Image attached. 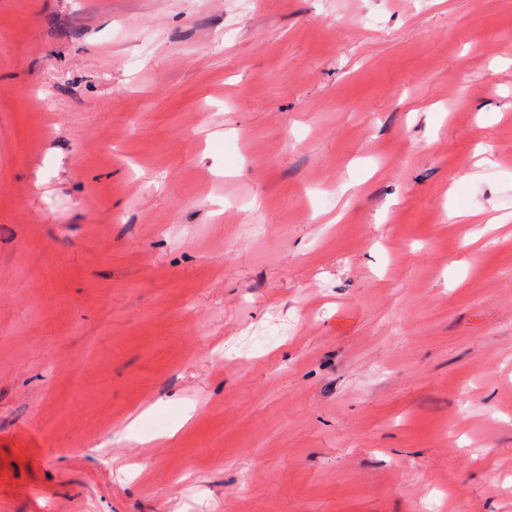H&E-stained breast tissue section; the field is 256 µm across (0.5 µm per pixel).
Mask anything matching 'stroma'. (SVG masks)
I'll list each match as a JSON object with an SVG mask.
<instances>
[{"instance_id":"1","label":"stroma","mask_w":512,"mask_h":512,"mask_svg":"<svg viewBox=\"0 0 512 512\" xmlns=\"http://www.w3.org/2000/svg\"><path fill=\"white\" fill-rule=\"evenodd\" d=\"M0 512H512V0H0Z\"/></svg>"}]
</instances>
